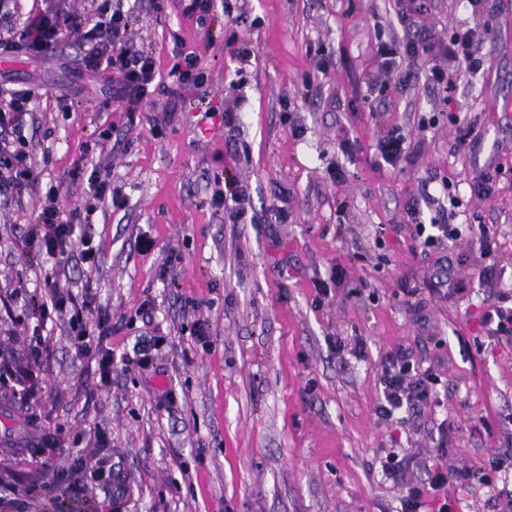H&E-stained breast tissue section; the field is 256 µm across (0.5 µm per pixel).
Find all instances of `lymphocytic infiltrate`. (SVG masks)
I'll use <instances>...</instances> for the list:
<instances>
[{
	"label": "lymphocytic infiltrate",
	"instance_id": "1",
	"mask_svg": "<svg viewBox=\"0 0 512 512\" xmlns=\"http://www.w3.org/2000/svg\"><path fill=\"white\" fill-rule=\"evenodd\" d=\"M124 0H90L83 11L74 12L57 7L54 0L44 6L18 15L15 0H0V55L9 56L24 51L34 56L53 52L56 47L74 36H81L89 45L80 65L93 72L110 69L114 75L117 99L135 104L145 99L157 78L154 58L135 48L130 37L132 14L123 6ZM430 0H409L406 11L400 12L401 26L413 28L414 33L402 44H383L378 48L387 73L406 83L424 77L443 99H450L455 84L448 75V64L464 66L474 72L481 61L470 47L473 38L488 33L487 23L454 32L448 41H431L417 20L428 10ZM31 94L16 90L0 102V191L28 193L38 207L37 222L28 229L17 245L24 257L53 259L66 266L71 255H79L88 266L98 262V250L87 227L90 215L73 212L61 218L58 206L61 188L43 184L35 169L30 142L25 134L24 118L31 112ZM408 222L403 229L424 250L442 249L462 236H469L480 255L493 253L495 242L487 230H474L472 225L457 226L443 223L439 216L424 219L417 204L406 208ZM43 287L29 290L17 287L0 304L6 308L21 305L30 308L39 328L48 321L64 316L68 319L71 345L78 355L93 358L102 385L112 382V349L107 339L112 334L110 316L96 307L92 283L82 284L80 292L59 288L55 276H44ZM42 339L32 334L28 356L11 363H0V398L15 396V384H35L43 363ZM439 377L429 370L419 369L404 354L386 356L379 377L381 391L376 408L379 420L396 421L399 414L437 403ZM504 462L492 458L488 469L445 466L438 458H429L425 485L408 487L403 499V512H454L453 492L474 485H489V472L501 471ZM87 461L84 456L73 457L70 465L58 468L45 465V480L41 485L23 484L13 469L0 468V512H56L59 495H67L71 503L82 502Z\"/></svg>",
	"mask_w": 512,
	"mask_h": 512
}]
</instances>
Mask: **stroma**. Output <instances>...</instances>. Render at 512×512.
Wrapping results in <instances>:
<instances>
[{"instance_id": "35a3bbf8", "label": "stroma", "mask_w": 512, "mask_h": 512, "mask_svg": "<svg viewBox=\"0 0 512 512\" xmlns=\"http://www.w3.org/2000/svg\"><path fill=\"white\" fill-rule=\"evenodd\" d=\"M125 4L130 37L159 72L136 110L114 99L110 74L77 65L81 40L49 57H0V93H35L26 135L44 181L62 187V217L95 208L99 262L71 257L58 283L92 281L115 359L102 387L67 323L48 326L42 381L0 410L20 436L0 447V463L39 477L44 461L91 450L98 427L128 492L94 488L97 512H400L403 489L381 468L387 449L474 469L512 459V341L480 323L491 305L512 308V265L490 287L473 278L479 258L466 240L447 270L393 230L426 191L449 223L479 216L512 258V0H436L424 17L440 40L480 17L491 30L473 47L481 70L453 74L446 105L424 78L391 85L378 67V46L404 36L398 0H214L205 32L182 0ZM178 39L208 79L166 118ZM217 109L232 121L213 118ZM443 109L474 123L476 152H450L446 118L408 162L375 167L385 131L416 134L421 114ZM85 156L122 207L70 183ZM490 163L503 170L494 194L471 196ZM216 178L246 191V219L214 209ZM158 336L155 370L138 368L139 347ZM400 349L442 380L439 405L403 425L375 414L380 361ZM165 388L173 404L160 401Z\"/></svg>"}]
</instances>
